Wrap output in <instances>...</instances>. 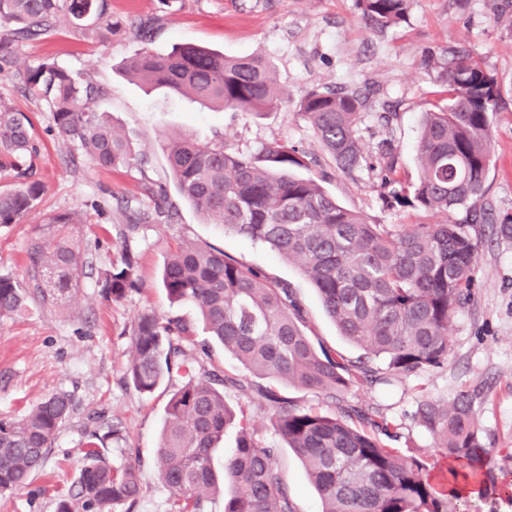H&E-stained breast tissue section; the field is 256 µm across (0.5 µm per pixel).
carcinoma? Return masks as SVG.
Returning <instances> with one entry per match:
<instances>
[{"mask_svg":"<svg viewBox=\"0 0 512 512\" xmlns=\"http://www.w3.org/2000/svg\"><path fill=\"white\" fill-rule=\"evenodd\" d=\"M368 25L385 29L406 19L409 0H358ZM62 26L86 36L113 32L110 0H0V71L13 70L24 94L45 101L53 130L76 144L103 169L133 160L127 139L94 103L107 94L91 76L74 73L53 58L35 67L21 64L13 45L43 39ZM422 64L437 72L448 103L422 114L418 144L419 179L408 188L394 178V160L381 169L393 199L427 214L467 209L485 223L484 185L491 162V123L501 89L463 44L428 49ZM144 85L167 88L202 105L242 112H270L288 102L269 61L226 56L184 43L165 54L145 49L124 64ZM367 97L359 91L316 87L301 99L299 112L338 170L350 173L366 158L356 129ZM179 195L224 231L260 243L297 265L318 290L341 336L380 358L387 369L412 375L448 359L449 325L467 300L475 275L478 241L469 226L448 220L421 224H372L336 202L318 180L295 169L306 154L274 143L258 154L229 152L224 144L199 145L187 138L164 139ZM39 147L23 112L0 102V171L14 184L0 189V224H20L38 204L44 185L36 179ZM153 209L138 211L139 223L171 224L175 213L165 188L153 194ZM51 239L37 234L26 248V278L0 274V316L27 301L56 305L75 294L86 261L74 238L69 213L52 216ZM162 287L172 304H190L208 335L251 374L324 395L332 412L300 408L273 388L268 424L303 463L319 493L321 512H457L458 479L480 478L488 450L472 411V394L441 403L423 400L415 418L451 461L442 482L430 478L424 460L400 454L387 419L353 406L345 395L386 377L368 362L347 360L317 349L304 331L303 309L286 285L242 265L213 247L185 243L164 262ZM104 294L119 301L139 288L137 259L123 253L105 272ZM132 354L128 378L152 393L173 368L188 381L168 400L155 465L180 502L178 512H206L224 490L214 466L225 430L235 415L224 388L249 393L232 376L191 375L182 343L192 330L179 319L152 310L139 312L129 328ZM73 411L67 392L54 393L24 417L0 421V492L27 484L53 447ZM122 440L114 424L88 442V463L58 512H115L133 504L140 491V460L101 454L108 441ZM280 449L263 445L240 426L237 446L224 457V476L240 491L224 499V512H297L279 468Z\"/></svg>","mask_w":512,"mask_h":512,"instance_id":"carcinoma-1","label":"carcinoma"}]
</instances>
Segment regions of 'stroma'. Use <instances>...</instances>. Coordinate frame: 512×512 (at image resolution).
<instances>
[{
    "label": "stroma",
    "mask_w": 512,
    "mask_h": 512,
    "mask_svg": "<svg viewBox=\"0 0 512 512\" xmlns=\"http://www.w3.org/2000/svg\"><path fill=\"white\" fill-rule=\"evenodd\" d=\"M406 21L382 31L369 28L357 0H112L113 19L159 20L151 48L166 52L176 43L205 45L228 56L258 55L273 66L288 105L254 114L218 111L166 90H147L126 77L121 65L141 50L129 29L88 39L63 27L44 40L15 43L13 50L30 66L54 57L74 72L90 75L108 94L95 104L128 139L137 161L117 170L97 167L78 147L58 137L44 102L25 96L18 80L0 74V100L29 115L35 124L40 155L37 175L45 190L23 223L0 225V274L25 276L29 238L46 230L57 213L82 217L81 249L87 267L76 297L63 305L28 301L0 317V420L22 417L50 394L72 395L74 409L61 427L48 458L24 488L0 493V512H57L85 463L92 432L108 424L123 427L120 444L105 448L106 458L120 449L138 450L141 491L131 512H177L172 492L153 466L165 407L185 382L172 371L153 393L138 392L127 376L128 328L138 312L181 317L195 334L188 354L196 373H228L251 380L255 392L243 398L224 391L237 417L249 421L264 445L280 439L263 425L268 405L259 393L266 382L251 377L209 336L191 307L170 304L161 286L167 255L190 240L220 250L274 281L288 284L305 312V331L316 347L355 360L366 352L343 338L323 310L319 295L296 265L269 248L224 232L178 194L161 140L188 138L198 143L224 142L245 155L276 142L295 144L307 155L303 176L320 179L346 208L374 224H415L428 214L410 206L388 204L381 186L378 147L391 140L396 176L412 184L418 178L417 143L425 109L446 101L435 71L421 64L423 52L461 42L498 81L502 104L493 118L492 163L485 183V203L495 223L512 221V28L498 20L493 0H410ZM316 86L358 90L368 98L357 136L369 163L345 175L299 110ZM164 186L178 216L172 224H142L129 229V215L151 207L148 187ZM137 258L138 290L123 299L103 297L99 276L121 260L123 250ZM448 361L390 383L365 385L348 394L350 404L372 408L397 432L392 445L406 455L436 462L440 453L414 413L424 399L446 402L461 391L473 396L490 463L482 477L486 495L467 502L462 512H512V238L479 231L473 297L451 323ZM283 476L295 494L298 512H320L319 495L301 461L290 448L280 452Z\"/></svg>",
    "instance_id": "35a3bbf8"
}]
</instances>
